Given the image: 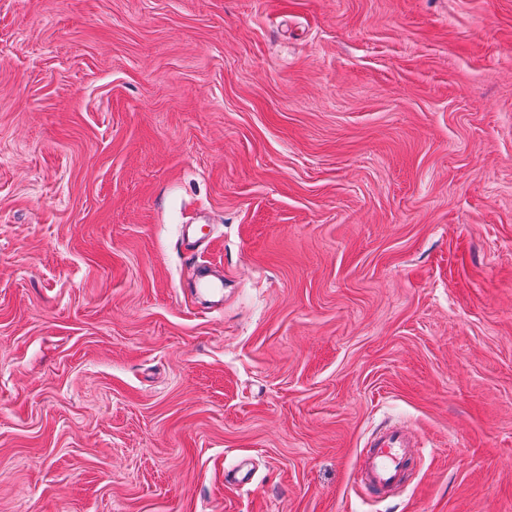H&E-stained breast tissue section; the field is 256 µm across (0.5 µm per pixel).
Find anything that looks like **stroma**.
<instances>
[{
    "instance_id": "1",
    "label": "stroma",
    "mask_w": 512,
    "mask_h": 512,
    "mask_svg": "<svg viewBox=\"0 0 512 512\" xmlns=\"http://www.w3.org/2000/svg\"><path fill=\"white\" fill-rule=\"evenodd\" d=\"M0 512H512V0H0ZM424 442L406 424H389L372 432L358 456L353 481L373 498L386 499L399 490L405 476L423 454ZM254 472L247 458L239 459L236 464L224 470V482L238 489L248 488L253 484Z\"/></svg>"
}]
</instances>
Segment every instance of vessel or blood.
<instances>
[{"mask_svg":"<svg viewBox=\"0 0 512 512\" xmlns=\"http://www.w3.org/2000/svg\"><path fill=\"white\" fill-rule=\"evenodd\" d=\"M424 443L414 428L393 423L371 433L358 456L353 481L371 497L386 499L399 490L414 461L423 453ZM254 481V472L247 459H239L225 469L224 482L238 489L247 488Z\"/></svg>","mask_w":512,"mask_h":512,"instance_id":"vessel-or-blood-1","label":"vessel or blood"}]
</instances>
